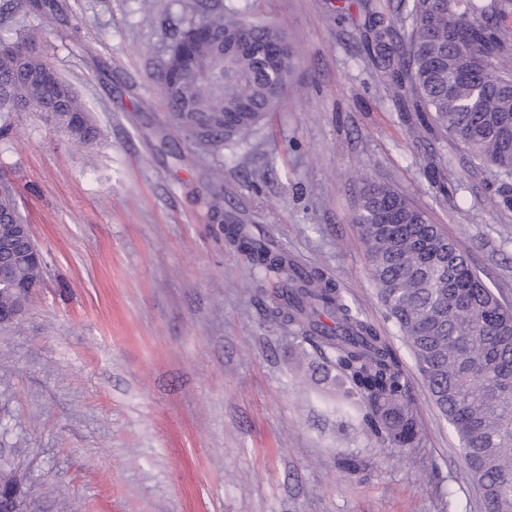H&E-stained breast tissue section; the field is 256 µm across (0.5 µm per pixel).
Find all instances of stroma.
<instances>
[{
	"label": "stroma",
	"mask_w": 512,
	"mask_h": 512,
	"mask_svg": "<svg viewBox=\"0 0 512 512\" xmlns=\"http://www.w3.org/2000/svg\"><path fill=\"white\" fill-rule=\"evenodd\" d=\"M58 2L33 15L0 0V38L41 28L99 130L84 146L15 112L0 137V181L44 257L24 313L0 326V455L24 471L32 512H486L354 216L364 181L398 188L512 304V172L419 128L358 0H224L282 29L294 67L271 123L210 148L157 84L199 0ZM229 222L263 227L390 341L416 447L363 429L335 369L272 315L276 287Z\"/></svg>",
	"instance_id": "1"
}]
</instances>
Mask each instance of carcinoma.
<instances>
[{"instance_id": "1", "label": "carcinoma", "mask_w": 512, "mask_h": 512, "mask_svg": "<svg viewBox=\"0 0 512 512\" xmlns=\"http://www.w3.org/2000/svg\"><path fill=\"white\" fill-rule=\"evenodd\" d=\"M512 0H412L399 16L408 42L385 41L374 16L376 57L407 59L394 96H408L425 128L460 143L472 156L512 172V33L500 25ZM33 32L0 39V109L37 112L85 145L98 136L73 87L39 51ZM293 54L287 36L248 10L207 0L177 33L158 85L177 125L196 141L217 145L276 111ZM355 222L369 274L388 316L412 352L430 396L461 443L462 463L478 484L487 512H512V306L485 283L428 214L405 194L368 183ZM12 190L0 185V233L21 224ZM227 233L246 259L281 290L272 314L297 328L365 408L375 437L410 448L419 431L402 361L384 337L346 302L324 274L309 269L246 224ZM42 277L23 263L0 286V324L24 310Z\"/></svg>"}]
</instances>
